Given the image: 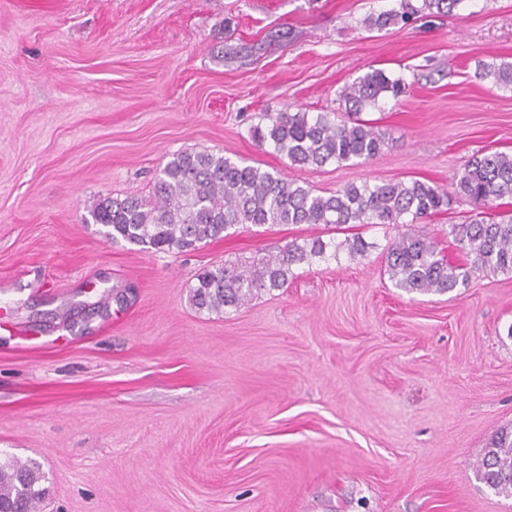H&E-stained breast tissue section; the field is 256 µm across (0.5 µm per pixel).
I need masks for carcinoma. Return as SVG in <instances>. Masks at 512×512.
<instances>
[{
	"label": "carcinoma",
	"mask_w": 512,
	"mask_h": 512,
	"mask_svg": "<svg viewBox=\"0 0 512 512\" xmlns=\"http://www.w3.org/2000/svg\"><path fill=\"white\" fill-rule=\"evenodd\" d=\"M465 0H400V9L371 14L369 30L396 26L414 14L450 16ZM475 77L512 90V63H480ZM402 79L371 68L339 92L341 119L326 112L311 114L286 109L265 114L266 123L253 127V138L273 146L291 165L322 168L353 159L379 156L385 133L361 114L381 109L388 97L402 92ZM512 198V154L477 151L455 176L451 188L412 179L350 184L323 196L279 171H267L243 160L208 151L183 150L161 169L152 193L141 197H99L87 206L93 223L107 228L112 241H124L143 250L196 249L239 227L281 224H402L429 218L448 209L452 199L472 205L460 224L449 225L448 235L460 246L465 261L453 264L425 234L404 233L385 249V271L394 286L409 293H446L467 285L477 273L512 272V210L492 215L490 204ZM362 255L369 244L360 237L339 244L317 237L291 240L274 254L248 264L224 263L205 269L191 288L189 300L200 312L238 308L259 295L284 287L294 268L339 250ZM478 479L498 495L512 496V437L503 432L484 449ZM48 489L35 463L0 460V512H38Z\"/></svg>",
	"instance_id": "carcinoma-1"
}]
</instances>
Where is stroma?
Listing matches in <instances>:
<instances>
[{"mask_svg": "<svg viewBox=\"0 0 512 512\" xmlns=\"http://www.w3.org/2000/svg\"><path fill=\"white\" fill-rule=\"evenodd\" d=\"M399 0H0V453L40 463L41 512H512L476 478L512 431V274L444 294L384 271L405 225L237 229L175 253L113 243L100 196L151 194L173 153L245 159L328 195L450 185L512 153V0H464L377 32ZM406 88L367 112L373 160L291 166L252 128L331 112L368 68ZM467 201L415 224L449 261ZM362 236L223 313L203 269L286 242ZM476 78L492 82L495 86L512 90V63L501 61L495 63H479L475 71Z\"/></svg>", "mask_w": 512, "mask_h": 512, "instance_id": "35a3bbf8", "label": "stroma"}]
</instances>
